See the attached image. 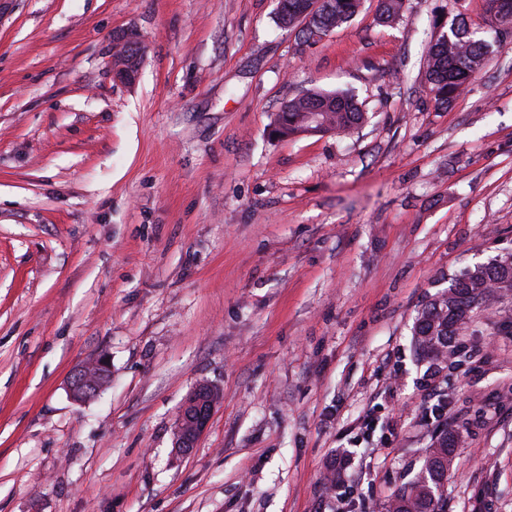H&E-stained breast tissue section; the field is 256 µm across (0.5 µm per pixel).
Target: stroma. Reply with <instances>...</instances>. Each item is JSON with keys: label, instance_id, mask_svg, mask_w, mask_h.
Wrapping results in <instances>:
<instances>
[{"label": "stroma", "instance_id": "obj_1", "mask_svg": "<svg viewBox=\"0 0 512 512\" xmlns=\"http://www.w3.org/2000/svg\"><path fill=\"white\" fill-rule=\"evenodd\" d=\"M378 0L321 41L277 0H14L0 19V512H385L439 427L446 512H512V299L448 363L418 310L512 252V36L438 106V19L485 0ZM145 42L137 79L112 43ZM349 89L347 136H272ZM112 378L70 399L72 372ZM221 399L196 447L173 428ZM344 455V483L323 476ZM313 110L318 111L319 124L308 118ZM363 121L364 112L354 96L344 92L312 89L288 100L281 107L272 122L271 133L278 138L305 133L348 134ZM101 368L110 369L108 361L103 357L81 365L74 370L68 386V392L72 399L84 402L92 399L100 392L102 386L98 374ZM220 398L213 386L199 384L177 416L173 430V447L178 454H188L203 435L211 412Z\"/></svg>", "mask_w": 512, "mask_h": 512}]
</instances>
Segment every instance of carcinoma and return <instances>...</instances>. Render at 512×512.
Returning a JSON list of instances; mask_svg holds the SVG:
<instances>
[{
    "instance_id": "1",
    "label": "carcinoma",
    "mask_w": 512,
    "mask_h": 512,
    "mask_svg": "<svg viewBox=\"0 0 512 512\" xmlns=\"http://www.w3.org/2000/svg\"><path fill=\"white\" fill-rule=\"evenodd\" d=\"M306 0H278L279 25L297 33L305 42L318 41L330 31L349 23L360 0H322L308 26L298 27V17ZM405 0H383L378 23L390 24L399 16ZM493 43L475 36L461 19L451 23L449 31L431 44L424 67L435 101L450 104L466 85L482 72ZM143 46L134 41L114 49L115 67L139 65ZM364 121V112L356 98L344 92L308 90L285 103L272 122L271 133L288 138L305 133L348 134ZM497 255L486 263H477L459 275L448 278V288L434 295L417 312L412 336L421 357L438 361L448 354L445 347L459 335L475 311L491 301L512 297V275ZM456 436L443 433L425 454L423 463L410 482L393 492L387 512H443L445 484L453 465Z\"/></svg>"
}]
</instances>
